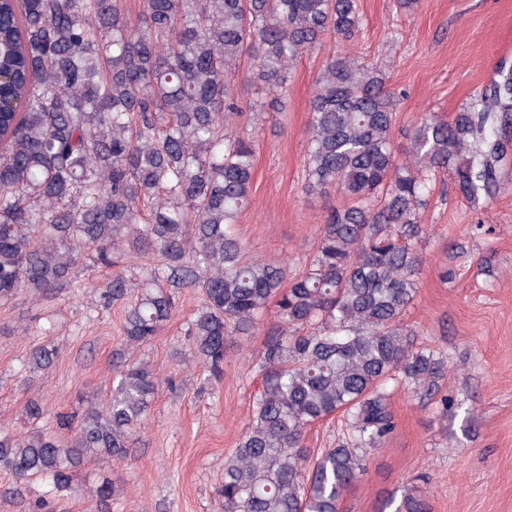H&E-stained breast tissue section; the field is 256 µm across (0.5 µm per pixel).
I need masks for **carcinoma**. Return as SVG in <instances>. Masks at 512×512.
I'll return each mask as SVG.
<instances>
[{"mask_svg": "<svg viewBox=\"0 0 512 512\" xmlns=\"http://www.w3.org/2000/svg\"><path fill=\"white\" fill-rule=\"evenodd\" d=\"M359 0H0V299L66 286L82 255L112 269L105 306L125 309L106 398L59 417V432L0 431V470L20 492L46 483L31 512L70 487L89 458L128 457L161 383L132 360L174 311L177 290L202 302L189 319L192 360L221 382L233 336L252 335L270 303L277 326L258 354L261 388L224 464V512H338L360 478L363 448L393 432L390 386L432 397L446 359L403 326L418 293L419 210L451 172L477 205L501 189L512 143V67L449 122L421 119L412 162L392 147L390 91L378 70L328 57L316 79L304 152L308 193L345 199L326 216L313 255L290 275L256 259L235 233L253 181L254 137L239 129L231 79L250 80L286 108L291 64L328 35L351 42ZM152 253L134 300L121 256ZM58 350L31 352L49 368ZM340 413L346 434L311 456L308 429ZM427 512L411 486L385 504Z\"/></svg>", "mask_w": 512, "mask_h": 512, "instance_id": "obj_1", "label": "carcinoma"}]
</instances>
